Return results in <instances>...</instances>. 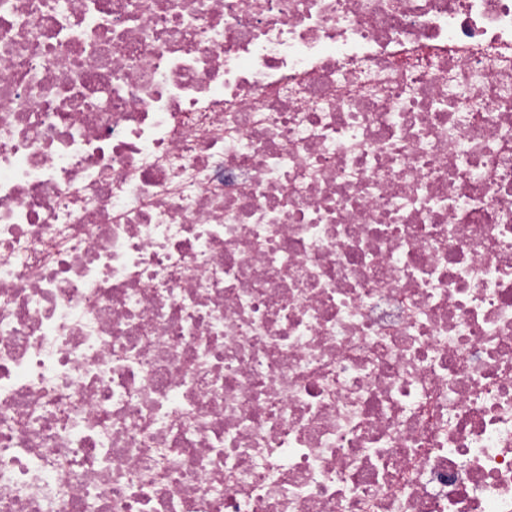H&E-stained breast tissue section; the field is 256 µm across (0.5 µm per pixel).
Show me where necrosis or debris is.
<instances>
[{
    "label": "necrosis or debris",
    "instance_id": "obj_1",
    "mask_svg": "<svg viewBox=\"0 0 512 512\" xmlns=\"http://www.w3.org/2000/svg\"><path fill=\"white\" fill-rule=\"evenodd\" d=\"M0 512H512V0H0Z\"/></svg>",
    "mask_w": 512,
    "mask_h": 512
}]
</instances>
